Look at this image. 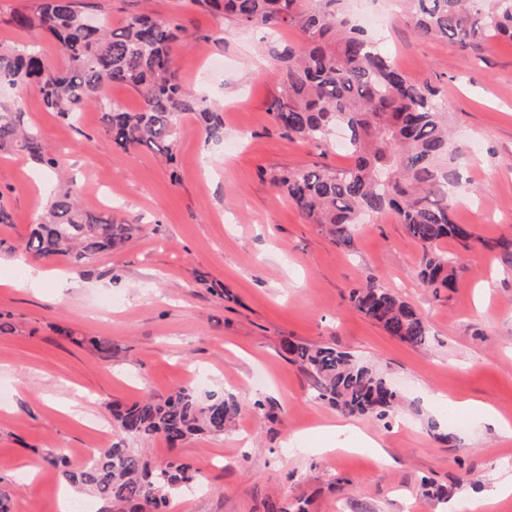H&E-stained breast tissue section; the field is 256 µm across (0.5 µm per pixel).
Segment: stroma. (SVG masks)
<instances>
[{"instance_id":"1","label":"stroma","mask_w":512,"mask_h":512,"mask_svg":"<svg viewBox=\"0 0 512 512\" xmlns=\"http://www.w3.org/2000/svg\"><path fill=\"white\" fill-rule=\"evenodd\" d=\"M33 0H0V43L31 44L44 63H63L60 45L15 28L14 10ZM384 20L380 46L413 82L438 87L461 153L454 164L468 193L451 211L471 225L469 247H441L458 267L454 288L434 292L418 277L422 250L390 214L359 226L353 249L305 223L262 176L264 170L314 163L341 167L342 152L291 141L268 108L281 76L262 33L223 23L181 0H148L157 17L195 38L177 47L178 78L221 108L224 138L206 139L195 116L176 130L173 159L140 148H113L95 106L68 122L44 109L35 89L20 106L61 162L48 172L27 155L0 153V265L16 279L30 270L70 276L68 288L0 284V490L12 512H58L66 486L46 452L81 465L111 445L109 403L165 396L188 386L198 397H234L236 428L199 434L177 449L147 444L153 464L173 456L203 476V490L177 498L173 512H265L304 498L308 512H512V496L490 502L512 475V259L489 250L512 237V43L477 52L425 40L402 18V0H349ZM223 30L224 40L208 42ZM69 182L84 207L139 221L142 232L122 252L83 267L38 259L20 247L47 208L49 188ZM375 277L427 321L428 344L389 336L348 302L354 285ZM114 295L122 308H103ZM112 345L103 358L78 338ZM329 344L382 372L418 414L383 427L314 399L309 379L283 351L285 341ZM263 408H256L255 400ZM490 406L497 422L450 412L455 401ZM436 420L451 441L427 427ZM353 425L373 448L330 451L331 424ZM37 461L30 475L27 461ZM451 487L448 502L424 496L422 479Z\"/></svg>"}]
</instances>
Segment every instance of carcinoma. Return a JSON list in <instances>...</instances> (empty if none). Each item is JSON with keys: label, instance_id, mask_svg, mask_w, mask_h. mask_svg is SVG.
Instances as JSON below:
<instances>
[{"label": "carcinoma", "instance_id": "obj_1", "mask_svg": "<svg viewBox=\"0 0 512 512\" xmlns=\"http://www.w3.org/2000/svg\"><path fill=\"white\" fill-rule=\"evenodd\" d=\"M190 4L242 28H294L301 44H274L270 60L281 72V90L269 106L275 126L290 140L331 146L340 127L352 162L347 168L313 164L262 173L310 224L324 228L336 245L354 247L355 225L368 217L395 214L423 248L420 277L434 290L453 287L457 268L439 243L464 245L475 234L453 221L448 194L462 183L449 164L446 110L437 87L412 82L377 43L353 24L345 0H189ZM405 21L429 40H450L464 51L480 50L498 38L512 41V0H405ZM19 29L44 30L61 46L65 64L49 67L28 45L0 47V85L37 89L44 108L66 120L89 104H101L107 84L131 87L142 107L112 106L104 113L112 145L142 146L173 161L180 117L206 123L211 140L222 122L211 100L176 79L172 47L191 34L145 11L112 28L106 10L92 17L80 0H35L13 13ZM22 112L0 103V150L26 153L47 170L57 158ZM140 225L117 223L81 206L71 191L57 188L46 216L33 225L22 250L36 258L63 256L81 266L126 248ZM350 305L388 335L412 347L428 342L430 327L415 309L373 277L348 293ZM284 351L312 381L315 399L346 414L389 425L403 405L400 392L380 372L330 345L289 341ZM112 427L131 440L163 439L175 449L200 433L220 436L240 414L233 398L201 400L188 388L166 397L112 404ZM77 495L102 503L97 512H169L183 489L201 480L178 458L153 467L135 448L114 444L79 467L53 454Z\"/></svg>", "mask_w": 512, "mask_h": 512}]
</instances>
